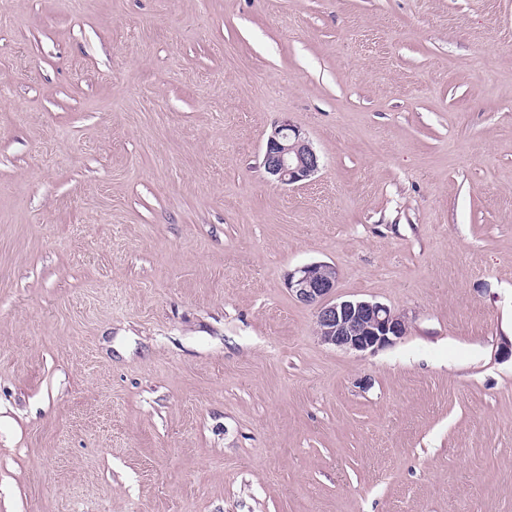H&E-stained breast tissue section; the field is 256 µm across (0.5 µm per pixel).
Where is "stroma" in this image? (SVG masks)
I'll list each match as a JSON object with an SVG mask.
<instances>
[{"label":"stroma","instance_id":"stroma-1","mask_svg":"<svg viewBox=\"0 0 512 512\" xmlns=\"http://www.w3.org/2000/svg\"><path fill=\"white\" fill-rule=\"evenodd\" d=\"M0 512H512V0H0ZM263 165L271 179L292 185L314 175L320 157L297 126L282 121L267 137ZM336 269L316 262L288 272L286 285L304 305L313 307L321 341L348 352L375 351L405 336L404 316L379 302L336 299Z\"/></svg>","mask_w":512,"mask_h":512}]
</instances>
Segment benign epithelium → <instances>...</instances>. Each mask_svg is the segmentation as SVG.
I'll return each mask as SVG.
<instances>
[{"mask_svg":"<svg viewBox=\"0 0 512 512\" xmlns=\"http://www.w3.org/2000/svg\"><path fill=\"white\" fill-rule=\"evenodd\" d=\"M263 165L274 181L292 185L314 175L320 157L304 133L288 121L274 126L267 137ZM336 269L316 262L286 275V285L301 303L314 308L321 341L348 352L375 351L407 333L404 316L379 302L337 299Z\"/></svg>","mask_w":512,"mask_h":512,"instance_id":"benign-epithelium-1","label":"benign epithelium"}]
</instances>
